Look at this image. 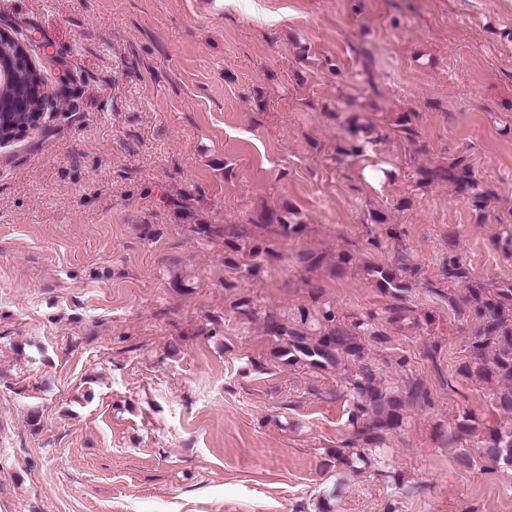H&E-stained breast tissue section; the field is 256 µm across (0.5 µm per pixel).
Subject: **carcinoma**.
<instances>
[{"mask_svg":"<svg viewBox=\"0 0 512 512\" xmlns=\"http://www.w3.org/2000/svg\"><path fill=\"white\" fill-rule=\"evenodd\" d=\"M1 64L14 70L13 79L0 80V142L6 143L15 139L17 133L36 125L42 103L34 92L31 72L18 65L14 50L8 45L0 56ZM414 118L412 112L400 114L396 131L400 138L419 145V150L424 152L426 147L419 143ZM419 174L424 184L454 185L478 211L486 207L490 191L479 184L464 156L454 158L446 166L424 167ZM256 224L283 238L299 236L307 229L289 207L261 211ZM191 231L208 239H224L225 261L234 264L238 257L247 259L243 271L250 277L275 257L265 241L252 239L239 224H193ZM298 263L306 272L326 266L333 276L357 267L355 257L347 252H340L329 261L320 253L308 251L299 255ZM362 273L392 299V304L385 308L387 323L401 331L421 327L415 310L407 304L413 279L418 274L415 266L400 255L389 263H366ZM445 277L448 291L431 281L426 282L425 289L445 298L448 309L474 324L466 344L468 361L460 365L458 373L496 386L495 404L502 411L512 413V282L493 285L477 280L459 257L452 254L448 255ZM311 297L313 307H301L287 317L265 314V331L275 340L276 357L284 364L315 370L334 369L340 374V393L353 401L349 414L353 432L352 438L336 449V468L363 472L377 465V475L385 477L387 471L381 466L386 435L404 427L408 407L429 404V394L418 381L401 391L378 376L366 347L368 341H384V334L375 325V315L343 322L331 302L323 299L320 285H311ZM476 432L475 416L464 412L456 418L454 429L448 431V445ZM484 445L490 461L512 465V427L490 429Z\"/></svg>","mask_w":512,"mask_h":512,"instance_id":"1","label":"carcinoma"}]
</instances>
